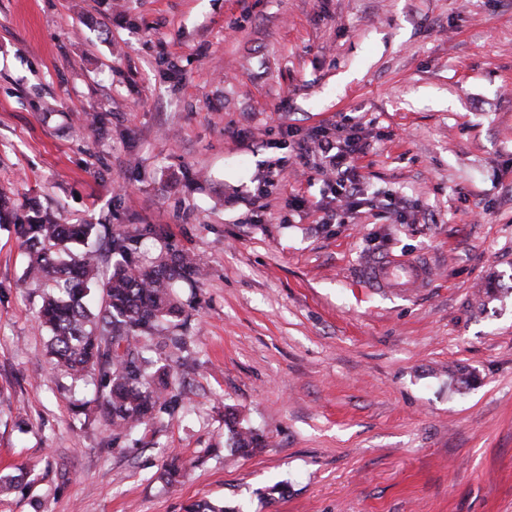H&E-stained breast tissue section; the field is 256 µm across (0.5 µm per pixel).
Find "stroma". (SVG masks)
<instances>
[{"instance_id":"35a3bbf8","label":"stroma","mask_w":512,"mask_h":512,"mask_svg":"<svg viewBox=\"0 0 512 512\" xmlns=\"http://www.w3.org/2000/svg\"><path fill=\"white\" fill-rule=\"evenodd\" d=\"M354 126L369 199L325 224L288 158ZM0 188L205 268L185 406L120 452L0 229V512H512V0H0ZM390 256L426 287H368ZM227 423L231 430L236 448L245 451L249 448H257L259 445V437L250 428L239 426L237 414L230 412L227 414Z\"/></svg>"}]
</instances>
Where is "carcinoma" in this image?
Here are the masks:
<instances>
[{"mask_svg": "<svg viewBox=\"0 0 512 512\" xmlns=\"http://www.w3.org/2000/svg\"><path fill=\"white\" fill-rule=\"evenodd\" d=\"M0 226L14 228L28 254L26 274L44 288L38 321L53 367L74 383L93 382L112 447L122 437L146 438L182 400V384L157 355L186 345L176 332L183 309L175 288L201 280V265L175 248L143 259L142 239L159 234L151 225L63 224L39 206L19 212L3 191ZM227 423L237 448L259 445L236 413ZM31 485L24 474L0 477V492Z\"/></svg>", "mask_w": 512, "mask_h": 512, "instance_id": "1", "label": "carcinoma"}]
</instances>
